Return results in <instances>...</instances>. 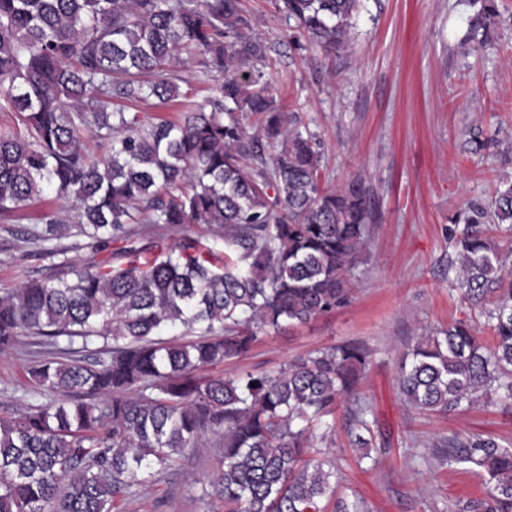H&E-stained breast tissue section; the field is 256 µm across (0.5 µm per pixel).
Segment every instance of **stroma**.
<instances>
[{
	"instance_id": "1",
	"label": "stroma",
	"mask_w": 512,
	"mask_h": 512,
	"mask_svg": "<svg viewBox=\"0 0 512 512\" xmlns=\"http://www.w3.org/2000/svg\"><path fill=\"white\" fill-rule=\"evenodd\" d=\"M254 34L276 48L268 71L278 98L298 113L301 130L324 158L322 180L335 187L361 177L371 193L375 221L367 262L355 280L349 306L302 328L260 340L243 360L208 367L216 376L273 369L308 351L348 341L372 351L365 379L336 412L330 448L343 472L341 492L364 498L371 512H455L481 495L478 475L441 464L430 452L456 432H477L512 442V411L483 396L462 414L420 412L406 405L397 382L400 356L417 337L460 319H471L488 337L483 320L449 288L448 228L468 204L490 205L498 179L512 175L503 157L512 136V28L489 44L473 41L470 0H364L347 51L325 54L315 46L294 49L288 25L270 0H243ZM178 100L152 101L150 117L178 119L207 107L219 82L197 61L180 71ZM490 146L470 153V132ZM45 194L8 218L0 217V289L32 278L70 277L73 268L110 260L88 240L68 233L30 240L50 209L69 207ZM197 241L213 264L224 259V241L202 224H184L155 237L139 261L165 258L182 239ZM44 346L21 338L0 352V414L46 402L28 380ZM370 406L375 436L370 457L357 464L348 438L356 402ZM221 449L206 446L118 512H224L203 495L222 471Z\"/></svg>"
}]
</instances>
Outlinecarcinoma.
I'll return each instance as SVG.
<instances>
[{
  "mask_svg": "<svg viewBox=\"0 0 512 512\" xmlns=\"http://www.w3.org/2000/svg\"><path fill=\"white\" fill-rule=\"evenodd\" d=\"M360 2L272 0L292 46L333 54L347 50ZM473 3L474 31L503 25L498 0ZM270 52L241 0H0V107L17 119L0 131V216L53 190L74 213L46 212L33 241L69 224L105 247L181 224L224 237L219 266L185 239L161 261L121 247L72 280L0 293V350L22 337L52 348L28 371L51 398L0 417V512H113L207 437L224 449L211 484L224 512H370L340 495L336 459L310 444L365 378L369 348L346 342L278 369L201 375L246 357L263 334L346 306L374 221L361 178L322 185L320 153L266 77ZM196 55L221 76L209 111L155 123L111 109L114 98L177 99L176 69ZM91 134L110 143L108 157L84 147ZM489 224L512 238V177L497 182L491 209L467 206L448 234L452 286L492 343L468 319L420 337L398 366L419 411L463 413L482 392L512 409V269ZM165 326L182 334L162 339ZM62 337L104 344L78 356ZM369 413L356 403L360 448L374 444ZM441 453L485 480V495L458 512H512V444L468 432Z\"/></svg>",
  "mask_w": 512,
  "mask_h": 512,
  "instance_id": "carcinoma-1",
  "label": "carcinoma"
}]
</instances>
